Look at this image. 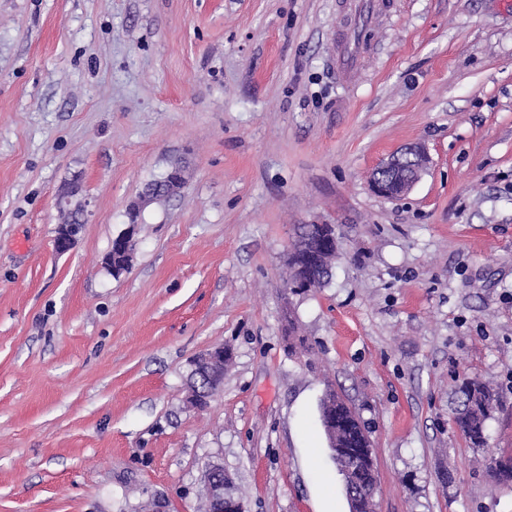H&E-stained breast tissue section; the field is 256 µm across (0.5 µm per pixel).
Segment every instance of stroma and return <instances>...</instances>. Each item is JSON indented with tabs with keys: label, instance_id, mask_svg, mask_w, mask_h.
Wrapping results in <instances>:
<instances>
[{
	"label": "stroma",
	"instance_id": "obj_1",
	"mask_svg": "<svg viewBox=\"0 0 512 512\" xmlns=\"http://www.w3.org/2000/svg\"><path fill=\"white\" fill-rule=\"evenodd\" d=\"M369 2L0 0V512H200L213 463L246 512H349L330 387L370 432L377 512H512L485 462L512 456V0ZM411 144L420 181L375 195ZM299 224L341 250L291 294ZM219 345L222 389L186 407ZM467 378L497 392L479 451ZM412 155L417 158V165L403 167L402 157ZM427 163V156L422 147L409 145L399 154L382 162L372 173L369 187L372 192L383 198H396L406 194L418 182ZM182 182H184L182 170L179 167H173L163 178V180L159 181L157 184H154L155 188L153 190H145V192L140 196L139 202L129 208L127 212V227L121 234L112 240L111 249L108 255V264L111 268L112 253L115 250H118L120 253L126 256V262L123 264L121 271L127 270L129 268L135 249V237L137 234L138 225L144 223V213L146 207L154 201L153 195L157 191L161 190L174 193L181 188L180 185ZM225 358L224 346H217L200 353L191 361L190 376L194 374V377L189 380L187 386L186 401L188 404L196 407L203 406L220 390L222 384L215 382V378L224 372ZM195 375L204 376L211 381L207 391H199L194 381Z\"/></svg>",
	"mask_w": 512,
	"mask_h": 512
}]
</instances>
